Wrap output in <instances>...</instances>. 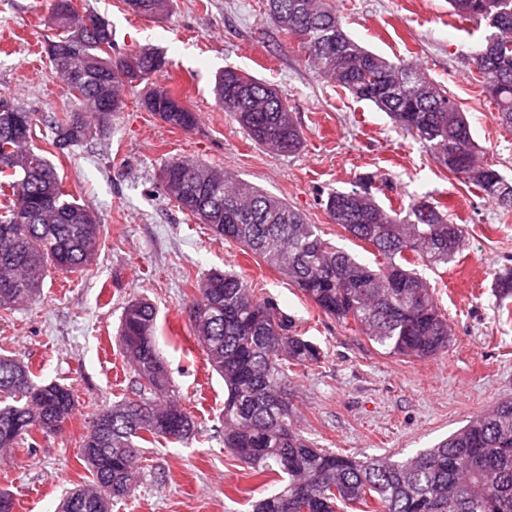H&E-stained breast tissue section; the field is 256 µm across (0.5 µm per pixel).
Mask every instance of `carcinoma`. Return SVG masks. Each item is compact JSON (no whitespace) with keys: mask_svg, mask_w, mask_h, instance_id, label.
I'll use <instances>...</instances> for the list:
<instances>
[{"mask_svg":"<svg viewBox=\"0 0 512 512\" xmlns=\"http://www.w3.org/2000/svg\"><path fill=\"white\" fill-rule=\"evenodd\" d=\"M72 0H53L57 36L44 52L68 93L85 113L52 115L55 145L64 151L103 133L132 88L166 65L146 48L112 55V32L97 14L70 11ZM464 21L479 20L493 32L469 57L470 71L497 107L500 124L512 128V0H449ZM269 16L295 40L306 64L360 101L373 103L405 133L419 140L448 173L512 211V183L477 158L469 122L455 98L409 60L390 62L354 40L330 0H267ZM128 13L167 15L170 0H123ZM215 96L248 137L280 154L304 146V135L286 96L273 85L236 69L215 82ZM141 105L165 124L193 130L195 112L166 87H149ZM34 113L0 97V310L41 296L48 268L84 269L99 252L95 213L68 193L55 166L31 145ZM192 175L193 196L178 194L170 170ZM165 197L214 234L238 243L275 269L322 312L354 326L387 353L425 358L448 349V318L414 266L448 265L463 247L460 225L446 206L422 197L407 209L382 206L371 178L349 191L328 194L330 221L382 257L371 267L324 239L318 227L285 200L268 195L220 166L175 157L162 167ZM187 309L191 331L210 367L224 379V447L256 476L279 487L255 504V512H512V402L477 415L448 440L404 460L357 459L318 447L293 425L289 374L321 359L319 347L293 330L292 320L247 282L214 271L196 282ZM151 303L134 300L120 322L123 356L133 370L132 395L105 410L108 426L92 419L80 458L92 483L70 492L59 512H111L131 495L140 448L163 439L192 437L195 423L172 396V381L155 343ZM72 389L38 383L28 365L0 356V450L35 434L53 433L70 421Z\"/></svg>","mask_w":512,"mask_h":512,"instance_id":"carcinoma-1","label":"carcinoma"}]
</instances>
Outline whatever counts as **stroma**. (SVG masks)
I'll return each mask as SVG.
<instances>
[{
    "instance_id": "1",
    "label": "stroma",
    "mask_w": 512,
    "mask_h": 512,
    "mask_svg": "<svg viewBox=\"0 0 512 512\" xmlns=\"http://www.w3.org/2000/svg\"><path fill=\"white\" fill-rule=\"evenodd\" d=\"M351 36L387 59L411 58L466 113L485 159L512 179V130L467 62L491 33L453 16L448 0H333ZM52 0H0V94L41 121L32 145L55 166L65 188L96 214L102 243L77 273L50 269L41 298L0 311V355L30 365L39 380L71 387L74 414L63 434H42L0 457V493L13 512H58L66 494L88 484L79 460L88 422L133 385L118 328L124 306L145 298L157 309L156 346L174 394L197 432L187 443L144 447L138 488L112 512H252L270 488L224 446V381L207 364L185 308L195 282L215 270L242 274L272 299L297 332L322 350L318 366L292 376L294 423L319 447L357 458H403L431 448L473 417L512 401V320L501 316L496 278L512 268V215L462 184L385 112L337 91L305 64L295 41L268 17L266 0H173L152 20L125 12L121 0H75L112 31L113 53L150 45L166 59L154 84L174 88L196 112L195 129L171 128L140 105L133 88L102 137L60 153L47 116L76 112L41 52L55 29ZM237 68L282 90L305 147L281 155L254 143L213 92L216 75ZM223 166L280 197L358 260L372 248L330 223L328 193L373 179L381 203L445 202L464 246L438 271L422 268L452 328L447 351L429 358L390 355L326 315L273 269L243 252L171 201L158 181L170 158Z\"/></svg>"
}]
</instances>
